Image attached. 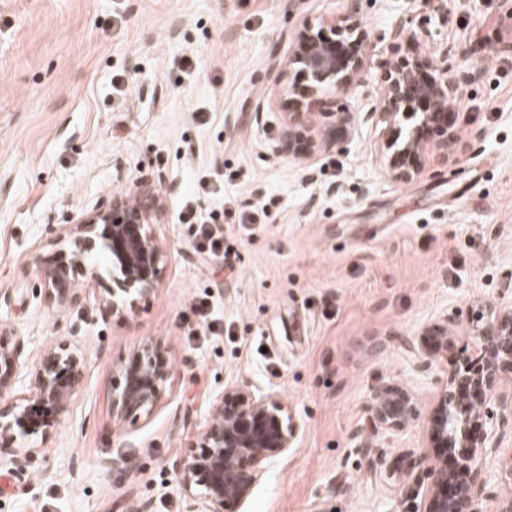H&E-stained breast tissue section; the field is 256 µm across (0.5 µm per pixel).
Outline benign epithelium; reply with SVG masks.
<instances>
[{"label":"benign epithelium","mask_w":512,"mask_h":512,"mask_svg":"<svg viewBox=\"0 0 512 512\" xmlns=\"http://www.w3.org/2000/svg\"><path fill=\"white\" fill-rule=\"evenodd\" d=\"M360 0H347V12L308 19L291 37L292 52L280 67L276 96L284 111L278 152L308 159L330 143L352 136L360 117L332 109L333 97L352 92L363 73L367 36L356 22ZM428 32L402 22L390 33L388 56L373 73L380 95L365 119L383 125L381 151L386 173L398 181L419 175L427 160L446 162L458 143L461 113L458 101L469 70H453L448 58L420 53L395 59L400 45L425 41ZM307 78L294 84L291 68ZM414 119L401 135L403 121ZM164 212L161 198L142 185L132 194H118L106 206L68 225V253L40 269L44 298L61 308L81 301L78 274L97 278L89 259L106 251L112 257V281L103 298L106 312L122 316L127 300L146 298L161 281L166 253L154 231ZM468 338L476 358L459 357L437 390L427 414L404 388L381 384L372 388L365 409L374 425L401 432L425 419L428 449L408 463L415 494L414 512H512V456L497 467L486 461L503 448L506 425L512 424V304L487 300L468 318ZM457 336L444 318L417 335L419 366L448 359ZM18 336L0 333V393L8 387L23 352ZM84 355L62 340L27 369L31 403L0 404V447L13 449L11 463L21 474L39 452L20 448L17 435H49L68 412L84 380ZM172 366L159 344H143L119 369L112 387V416L123 422L149 410L165 394ZM297 429L288 406L275 393H260L231 382L213 403V412L199 436L197 451L178 467V489L189 512H240L257 482L293 447Z\"/></svg>","instance_id":"benign-epithelium-1"}]
</instances>
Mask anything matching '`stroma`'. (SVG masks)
<instances>
[{"label": "stroma", "mask_w": 512, "mask_h": 512, "mask_svg": "<svg viewBox=\"0 0 512 512\" xmlns=\"http://www.w3.org/2000/svg\"><path fill=\"white\" fill-rule=\"evenodd\" d=\"M345 0H0V330L24 339L23 366L65 338L84 382L56 431L17 476L0 450V512H187L175 466L225 384L275 392L298 427L244 512H413L386 467L423 450V424L377 430L372 387L410 389L429 407L447 366L421 371L420 330L512 292V0H360L374 69L399 17L470 69L465 129L447 165L408 183L379 162L382 133L358 124L303 160L279 154L274 62L304 21ZM150 182L165 214L161 283L125 316L48 304L41 266L66 225ZM224 216L216 258L197 227ZM206 301L215 328L202 332ZM149 340L173 368L163 398L118 423V368ZM114 460L111 470L102 458Z\"/></svg>", "instance_id": "stroma-1"}]
</instances>
